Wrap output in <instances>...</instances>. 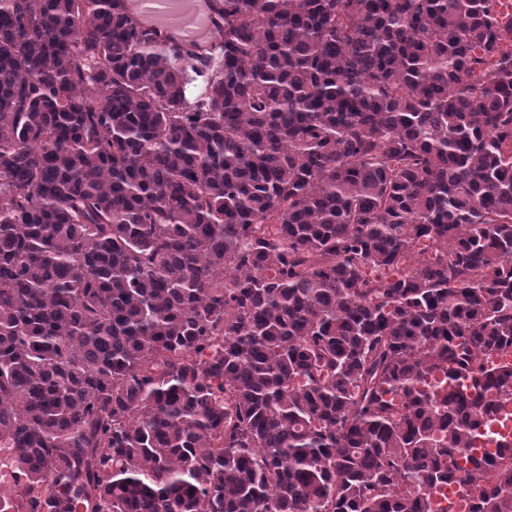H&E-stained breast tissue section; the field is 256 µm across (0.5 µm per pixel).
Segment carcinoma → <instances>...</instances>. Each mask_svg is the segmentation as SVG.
Here are the masks:
<instances>
[{
    "label": "carcinoma",
    "mask_w": 512,
    "mask_h": 512,
    "mask_svg": "<svg viewBox=\"0 0 512 512\" xmlns=\"http://www.w3.org/2000/svg\"><path fill=\"white\" fill-rule=\"evenodd\" d=\"M501 0H0V512H512ZM137 18L148 26L174 32L180 43L215 45L219 36L210 14L195 8L193 0H130Z\"/></svg>",
    "instance_id": "cac0c4a2"
}]
</instances>
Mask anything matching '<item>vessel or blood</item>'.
Instances as JSON below:
<instances>
[{"mask_svg":"<svg viewBox=\"0 0 512 512\" xmlns=\"http://www.w3.org/2000/svg\"><path fill=\"white\" fill-rule=\"evenodd\" d=\"M130 3L141 22L175 33L181 43L209 46L219 39L210 14L198 11L194 0H130Z\"/></svg>","mask_w":512,"mask_h":512,"instance_id":"b4317fda","label":"vessel or blood"}]
</instances>
